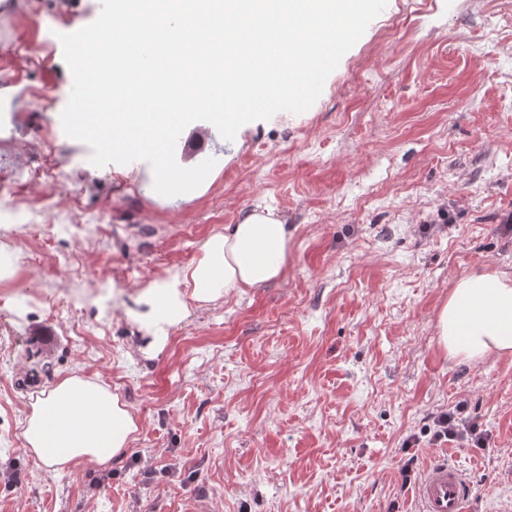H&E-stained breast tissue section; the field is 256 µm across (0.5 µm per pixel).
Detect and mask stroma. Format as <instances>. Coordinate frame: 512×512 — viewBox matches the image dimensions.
<instances>
[{
	"label": "stroma",
	"mask_w": 512,
	"mask_h": 512,
	"mask_svg": "<svg viewBox=\"0 0 512 512\" xmlns=\"http://www.w3.org/2000/svg\"><path fill=\"white\" fill-rule=\"evenodd\" d=\"M99 12L42 0L0 34V132L56 174L29 196L47 220L76 202L112 224L101 239L32 233L0 186V512H418L414 487L442 456L467 474L468 512H512V354L453 359L435 330L464 273L512 274V0H388L308 110L230 141L189 124L177 163L215 165L170 201L146 161L124 178L82 142L61 150L59 37ZM259 203L293 234L284 276L191 305L143 353L139 293ZM21 250L37 265L17 267ZM73 372L118 393L140 430L109 466L54 473L20 426ZM447 411L489 447L435 441Z\"/></svg>",
	"instance_id": "35a3bbf8"
}]
</instances>
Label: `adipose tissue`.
<instances>
[{
	"label": "adipose tissue",
	"instance_id": "1",
	"mask_svg": "<svg viewBox=\"0 0 512 512\" xmlns=\"http://www.w3.org/2000/svg\"><path fill=\"white\" fill-rule=\"evenodd\" d=\"M292 240L283 217L268 207L211 235L193 264L141 292L133 318L145 353L155 352L169 330L184 322L190 303H216L279 279ZM436 334L452 358L478 362L512 353V275L488 267L463 274L438 312ZM138 429L136 417L111 388L70 374L35 397L21 436L29 455L60 473L85 460L111 463Z\"/></svg>",
	"mask_w": 512,
	"mask_h": 512
}]
</instances>
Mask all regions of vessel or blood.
Segmentation results:
<instances>
[{"label": "vessel or blood", "mask_w": 512, "mask_h": 512, "mask_svg": "<svg viewBox=\"0 0 512 512\" xmlns=\"http://www.w3.org/2000/svg\"><path fill=\"white\" fill-rule=\"evenodd\" d=\"M415 494L419 512H466L470 488L462 470L440 462L426 467Z\"/></svg>", "instance_id": "1"}]
</instances>
